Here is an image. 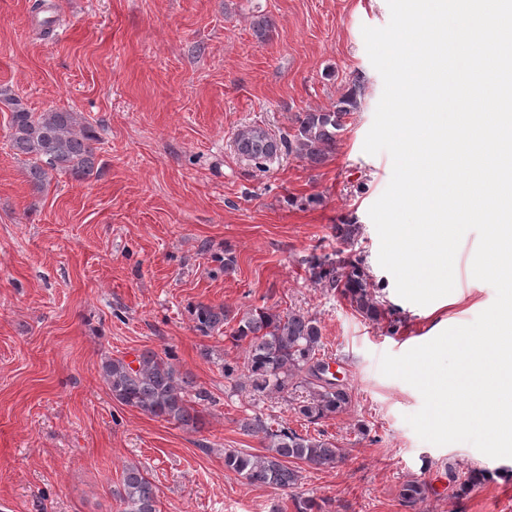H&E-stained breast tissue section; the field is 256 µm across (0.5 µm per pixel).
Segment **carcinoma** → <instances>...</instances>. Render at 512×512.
Here are the masks:
<instances>
[{"instance_id":"obj_1","label":"carcinoma","mask_w":512,"mask_h":512,"mask_svg":"<svg viewBox=\"0 0 512 512\" xmlns=\"http://www.w3.org/2000/svg\"><path fill=\"white\" fill-rule=\"evenodd\" d=\"M359 85H352L325 111L297 112L292 118V133L281 139L265 129L253 126L236 134L238 151L254 166L262 168L282 151L323 163L336 150L345 131V118L358 107ZM10 111V139L18 156L31 160L27 181L38 192L55 173H65L77 181L97 173V135L84 124L79 113L49 109L32 112L15 98H0ZM360 225L348 221L334 227L342 243H354ZM310 280L323 288L341 292L351 309L362 317L377 320L381 302L373 291L362 258L355 254H312L306 258ZM194 329L204 337L224 333V327L236 322L229 338L243 347L242 364L224 363V375L257 395L280 394L288 389L305 393L295 407L304 421L316 424L347 410L352 401L349 388L327 378L326 361L321 356L322 333L318 322L300 311L285 314L265 307L245 310L222 304L199 303L191 310ZM103 382L112 399L152 418L178 426L198 429L197 405L208 393L171 362L169 353L145 350L134 361L108 357L101 365ZM241 428L264 440L266 452L254 454L235 448L224 449V468L247 484L285 491L302 478V466L313 469L333 468L341 459L335 442L317 435L273 427L260 416L246 417ZM429 485L422 479L406 484L401 498L405 506L415 508L427 499ZM120 512H159L158 489L147 472L136 464L123 469L115 491Z\"/></svg>"}]
</instances>
